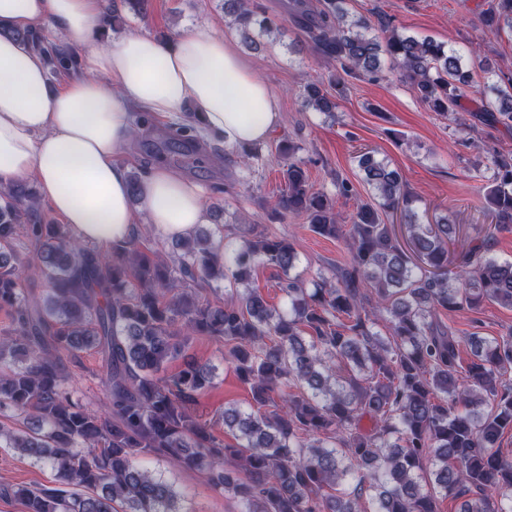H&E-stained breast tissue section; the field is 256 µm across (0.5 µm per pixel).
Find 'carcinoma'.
I'll return each instance as SVG.
<instances>
[{"label":"carcinoma","mask_w":512,"mask_h":512,"mask_svg":"<svg viewBox=\"0 0 512 512\" xmlns=\"http://www.w3.org/2000/svg\"><path fill=\"white\" fill-rule=\"evenodd\" d=\"M347 4L323 0L313 12L293 0L291 18L311 50L341 69L329 82L334 94L306 82V106L335 111L347 78L385 79L387 56L429 109L457 111L468 84L461 55L354 17ZM478 8L488 28L512 30V0ZM224 13L255 50L252 30L269 35L284 22L249 0H224ZM15 37L56 72L74 64L38 30ZM491 90L495 103L482 104L480 118L511 124L512 76ZM199 131L188 120L175 124L170 143L195 147ZM301 151L287 139L278 144L287 164L274 214H304L311 231L336 237L333 199L312 191ZM356 159L373 202L349 217L347 268L311 288L290 276L292 244L254 224L233 249L219 227H200L172 242V262L133 238L112 246L107 260L69 225L45 217L32 182L0 190V310L11 318L0 336V410L22 417L0 424V447L53 472L50 486H3L0 497L22 501L26 512H183L173 484L139 464L156 454L206 474L241 512H365V498L374 512H439L438 500L448 497L460 501L457 512H512V457L500 448L512 432V335L459 336L439 319L443 310L486 302L512 308V261L491 253L495 233L512 231V154L490 161L486 201L495 223L458 250L449 248L453 225L417 223L397 170L367 149ZM398 210L405 247L384 222ZM26 252L43 296L23 287ZM261 265L288 276V309L270 306L251 285ZM204 286L230 287L236 302L203 299L196 289ZM383 312L386 336L374 331ZM198 336L224 343L252 393L249 408H224L234 446L192 412L212 380L210 366L186 359ZM88 349L101 354L103 411L76 402L68 386V364ZM179 359L183 369L165 376Z\"/></svg>","instance_id":"1"}]
</instances>
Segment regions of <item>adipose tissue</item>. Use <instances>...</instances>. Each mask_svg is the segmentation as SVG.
I'll return each mask as SVG.
<instances>
[{
  "instance_id": "1",
  "label": "adipose tissue",
  "mask_w": 512,
  "mask_h": 512,
  "mask_svg": "<svg viewBox=\"0 0 512 512\" xmlns=\"http://www.w3.org/2000/svg\"><path fill=\"white\" fill-rule=\"evenodd\" d=\"M101 0H0V188L33 179L53 213L83 241H128L140 218L166 237L206 223L201 187L155 166L133 209L118 163L132 141L131 111L192 118L228 146L263 141L276 98L231 43L189 30L174 42L127 35L101 45ZM51 25L77 53L84 77L51 86L47 59L14 31Z\"/></svg>"
}]
</instances>
